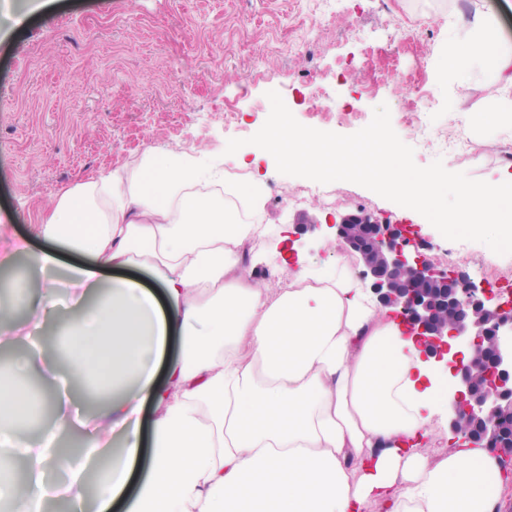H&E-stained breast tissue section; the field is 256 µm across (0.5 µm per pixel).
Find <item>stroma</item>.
Returning a JSON list of instances; mask_svg holds the SVG:
<instances>
[{"mask_svg": "<svg viewBox=\"0 0 512 512\" xmlns=\"http://www.w3.org/2000/svg\"><path fill=\"white\" fill-rule=\"evenodd\" d=\"M481 0H51L0 38V278L37 289L36 254L52 248L34 226L60 190L136 168L143 153L193 149L223 175L252 154L280 118L316 130L353 166L377 129L393 133L415 170L445 171L463 183L497 177L512 154V129L472 128L499 87L471 75L469 91L448 85L438 60L456 34L447 25ZM324 89L329 111L310 108ZM432 103L405 119L414 99ZM237 113L227 119L225 101ZM270 238L305 219L316 228L295 242L306 262L328 255L326 213L348 206L305 195L283 203L281 185H313L305 167L267 165ZM338 195L397 216L396 197L361 176H328ZM427 259L450 255L478 287L486 275L512 284V247L488 254L483 241L440 224L419 226Z\"/></svg>", "mask_w": 512, "mask_h": 512, "instance_id": "stroma-1", "label": "stroma"}]
</instances>
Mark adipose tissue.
I'll list each match as a JSON object with an SVG mask.
<instances>
[{
    "label": "adipose tissue",
    "mask_w": 512,
    "mask_h": 512,
    "mask_svg": "<svg viewBox=\"0 0 512 512\" xmlns=\"http://www.w3.org/2000/svg\"><path fill=\"white\" fill-rule=\"evenodd\" d=\"M464 34L439 62L442 75L466 89L477 67L494 74L501 92L488 112L471 116L488 129L512 125V51L496 47L488 16H459ZM365 178L402 195V218L460 226L484 239L488 254L512 243V172L466 184L437 172H416L399 157L393 136L375 132ZM319 134L279 122L256 159L278 156L325 174ZM216 173L189 155L145 153L138 169L58 192L40 234L90 255L65 275L81 288L83 311L66 359L33 347L17 377L0 379V499L11 512H45L63 499L71 512H108L124 490L140 446L143 403L162 405L150 428L151 461L138 479L131 512H496L504 484L495 456L458 448L427 465L419 450L448 410V378L422 360L413 341L324 242L328 261L300 264L281 287L254 275L248 257L266 237L264 182L253 173L224 186L235 205L190 192ZM453 191L454 205L444 204ZM147 268L163 287L155 296L134 280L101 286L98 270ZM47 276L36 298L13 290L1 310L26 304L47 320L58 299ZM181 359L163 363L171 330ZM39 368L66 377L77 392L89 376L112 391L85 432L67 479L47 473L60 462L57 441L69 428L65 404L24 386ZM55 410L39 442L17 429L44 404ZM22 465L23 480L11 479ZM101 470L94 491L88 468Z\"/></svg>",
    "instance_id": "adipose-tissue-1"
}]
</instances>
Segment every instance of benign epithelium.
Masks as SVG:
<instances>
[{
  "mask_svg": "<svg viewBox=\"0 0 512 512\" xmlns=\"http://www.w3.org/2000/svg\"><path fill=\"white\" fill-rule=\"evenodd\" d=\"M330 228L357 253L360 277L382 308H391L423 346L424 359L446 371L454 395L448 426L454 439L497 455L512 477V313L452 270L439 269L385 216L365 210L340 216ZM492 338L489 347L485 337ZM485 382L476 386L471 369ZM474 429L460 431L462 420Z\"/></svg>",
  "mask_w": 512,
  "mask_h": 512,
  "instance_id": "1",
  "label": "benign epithelium"
}]
</instances>
